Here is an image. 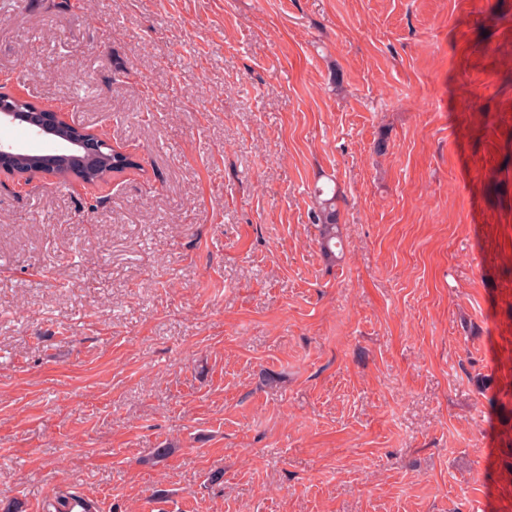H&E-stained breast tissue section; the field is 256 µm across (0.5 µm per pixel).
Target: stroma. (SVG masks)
<instances>
[{
    "mask_svg": "<svg viewBox=\"0 0 512 512\" xmlns=\"http://www.w3.org/2000/svg\"><path fill=\"white\" fill-rule=\"evenodd\" d=\"M62 2L0 89L138 166L0 179V505L503 512L512 0ZM336 188H317L315 190L316 207L313 211V224L318 227L317 243L322 255L331 260L342 254L339 212L336 207Z\"/></svg>",
    "mask_w": 512,
    "mask_h": 512,
    "instance_id": "stroma-1",
    "label": "stroma"
}]
</instances>
